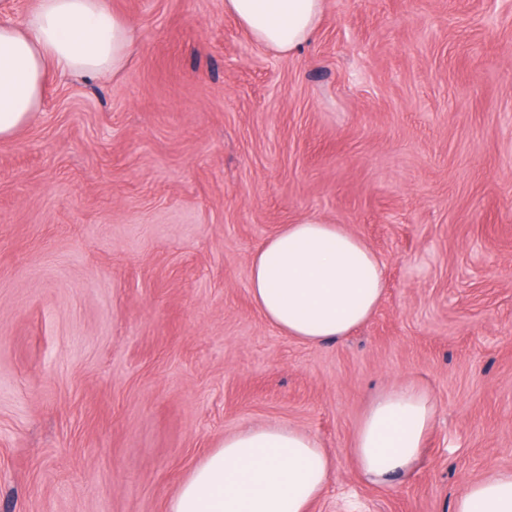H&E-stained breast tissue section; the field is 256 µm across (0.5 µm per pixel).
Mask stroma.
Returning a JSON list of instances; mask_svg holds the SVG:
<instances>
[{
    "mask_svg": "<svg viewBox=\"0 0 512 512\" xmlns=\"http://www.w3.org/2000/svg\"><path fill=\"white\" fill-rule=\"evenodd\" d=\"M117 76L52 79L0 141V512H166L225 435L278 423L334 472L311 512H452L512 470V0H325L293 56L224 0H108ZM345 225L386 292L351 336L248 287L284 225ZM431 393L408 476L367 481L381 391Z\"/></svg>",
    "mask_w": 512,
    "mask_h": 512,
    "instance_id": "35a3bbf8",
    "label": "stroma"
}]
</instances>
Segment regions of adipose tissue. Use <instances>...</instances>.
<instances>
[{
	"label": "adipose tissue",
	"mask_w": 512,
	"mask_h": 512,
	"mask_svg": "<svg viewBox=\"0 0 512 512\" xmlns=\"http://www.w3.org/2000/svg\"><path fill=\"white\" fill-rule=\"evenodd\" d=\"M257 44L281 54L313 38L324 0H224ZM134 45L129 22L107 0H37L19 24H0V139L41 110L49 75L119 73ZM254 304L276 331L306 345L350 336L373 315L386 284L382 263L344 225L302 217L254 254ZM437 406L403 387L380 394L358 422L353 454L362 475L386 484L412 472ZM334 463L306 432L265 424L226 435L202 457L166 512H310ZM454 512H512V472L471 483Z\"/></svg>",
	"instance_id": "ef3b65f1"
}]
</instances>
